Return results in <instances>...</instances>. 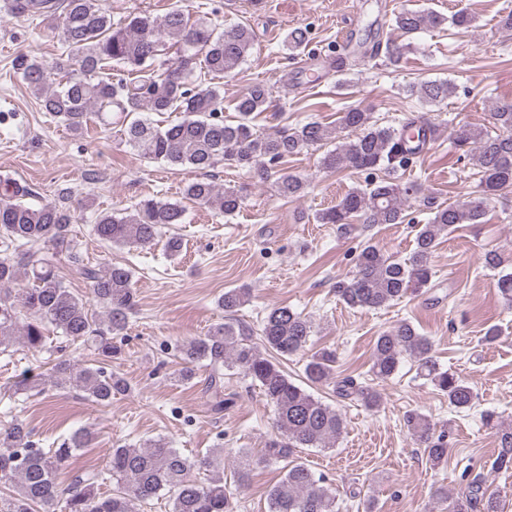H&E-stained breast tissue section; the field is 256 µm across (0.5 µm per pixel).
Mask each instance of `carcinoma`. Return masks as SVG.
<instances>
[{
  "mask_svg": "<svg viewBox=\"0 0 512 512\" xmlns=\"http://www.w3.org/2000/svg\"><path fill=\"white\" fill-rule=\"evenodd\" d=\"M9 9L18 18H40L56 33L67 49V59L48 69L36 58L19 63L28 88L42 108L72 132H81L92 121L104 127L117 122L125 141L147 160L170 166H188L206 172L228 163L254 172L260 179L271 177V166L314 145H326L344 131L351 136L320 159L322 168L335 172L353 168L371 178L362 188H351L333 205L315 215L319 224H336L347 229L361 224H402L406 203L422 194L415 182L402 183L380 177L381 170L403 168L428 145L447 133L445 124L412 119L399 128H381L371 113L348 107L335 126L309 121L291 130L258 132L249 125L256 112L267 110L271 92L264 83L250 85L235 101L237 124L221 117L224 97L220 88L191 86V77L202 60L206 72L215 76L234 73L252 54L254 35L250 27L237 24L224 32L205 18L189 22L179 6L164 18L136 15L125 24H114L103 0H10ZM394 25L412 36L444 22L431 11L402 10L394 14ZM459 31L475 24L472 14L461 9L450 18ZM285 47L303 51L308 31L288 32ZM179 47L173 62L160 59L166 45ZM411 44L386 47L387 62L398 66ZM116 64L131 68L136 78L112 80L106 67ZM74 73L57 85L50 83L52 71ZM455 92L448 80L412 84L407 93L419 101L436 105ZM139 112H180L183 117L165 127ZM492 133L481 127L465 126L455 134L457 146L469 148L479 180L475 195L457 205L436 206L428 222L416 230L415 248L408 259L398 261L379 245L367 240L355 257V272L348 283L336 287V295L351 308L380 309L401 298L420 292L433 277V253L440 240L460 224H479L489 205L512 190V100L495 105L491 113ZM275 188L282 198L304 194L307 184L292 174H281ZM32 192L12 179L0 181V346L18 340L33 352L41 351L54 330L70 341L83 340L94 350L92 363L58 360L44 377L24 379L26 388L74 386L99 406L128 391L126 379L112 370V358L121 354L116 339L127 335L129 316L137 306L133 273L124 264L101 271L83 264L71 238L75 216L55 204L30 205L24 199ZM182 198L214 208L229 216L243 203L242 192L229 187L219 190L207 178L187 183ZM186 209L180 201L148 198L119 214H97L92 233L109 247L143 248L161 237L162 230L185 223ZM66 250L70 261L82 268L92 300L102 316L89 308V300L71 291L57 272L56 256ZM25 278L30 286L19 293L13 285ZM251 299L247 288L224 292L218 307L232 313ZM312 322L287 305L271 308L261 321L260 341L268 351L290 356L305 349ZM433 344L408 321L382 332L373 346L371 373L379 380L395 375L403 358L417 363L418 373L457 412L474 407L473 389L454 373L439 366L432 355ZM176 355L185 367L180 377L193 378L195 365L206 361L212 374L205 387L211 410L220 414L231 398L224 397L220 369H234L258 385L274 410L278 436L265 443L261 458L243 456L238 478L248 480L254 464L286 459L297 448H330L340 439L345 421L336 408L293 382L281 364L257 347L244 342L233 325L220 324L206 335L180 343ZM305 375L314 384H333L336 395L357 399L365 408L379 406L378 392L361 385L351 376L336 378V354L327 349L308 356ZM483 420L499 429L502 451L492 468L512 469V427L486 411ZM416 444L426 448L432 466L448 461V440L435 434L427 416L410 411L404 416ZM32 429L14 418L0 426V482L8 494L0 496V512H140L141 507L166 492L171 512H234L231 493L224 487V449L211 448L202 458L191 461L168 442L158 438L139 446L111 450L106 469L77 468L63 486V468L76 463L77 451L90 446V434L78 431L62 447L46 451L36 448ZM209 476L199 479L194 471ZM113 480L109 494L101 486ZM269 512H339L340 505L323 478L303 462L287 468L283 479L268 491ZM499 512V500L486 492L481 478L473 479L467 491L451 499L449 512Z\"/></svg>",
  "mask_w": 512,
  "mask_h": 512,
  "instance_id": "obj_1",
  "label": "carcinoma"
}]
</instances>
